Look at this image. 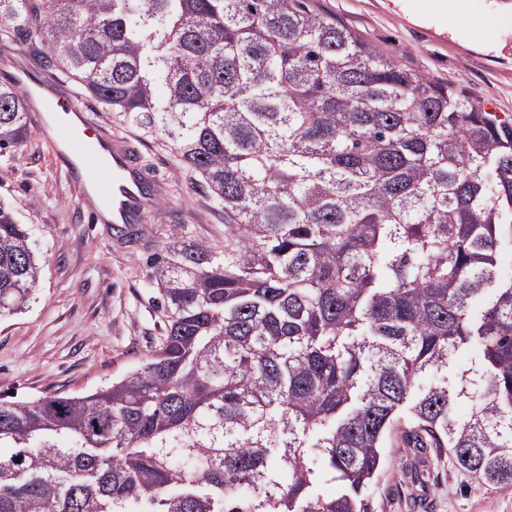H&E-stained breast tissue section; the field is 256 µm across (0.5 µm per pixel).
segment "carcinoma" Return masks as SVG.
Listing matches in <instances>:
<instances>
[{"label": "carcinoma", "instance_id": "cac0c4a2", "mask_svg": "<svg viewBox=\"0 0 512 512\" xmlns=\"http://www.w3.org/2000/svg\"><path fill=\"white\" fill-rule=\"evenodd\" d=\"M19 31L167 143L224 246L173 226L138 369L0 404V512H368L391 437L512 487L511 117L300 0H0ZM28 107L0 85V151ZM39 274L0 205L1 317Z\"/></svg>", "mask_w": 512, "mask_h": 512}]
</instances>
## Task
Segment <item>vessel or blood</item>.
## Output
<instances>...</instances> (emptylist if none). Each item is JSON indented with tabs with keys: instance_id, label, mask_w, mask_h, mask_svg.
Instances as JSON below:
<instances>
[{
	"instance_id": "1",
	"label": "vessel or blood",
	"mask_w": 512,
	"mask_h": 512,
	"mask_svg": "<svg viewBox=\"0 0 512 512\" xmlns=\"http://www.w3.org/2000/svg\"><path fill=\"white\" fill-rule=\"evenodd\" d=\"M13 80L32 99L33 123L54 157L65 166L80 160L75 182L80 198L95 195L99 207L111 212L113 223L142 222L155 204L150 192L154 178L132 163L126 142L112 136L75 93L57 95L53 82H35L23 69Z\"/></svg>"
}]
</instances>
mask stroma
I'll return each mask as SVG.
<instances>
[{
	"label": "stroma",
	"mask_w": 512,
	"mask_h": 512,
	"mask_svg": "<svg viewBox=\"0 0 512 512\" xmlns=\"http://www.w3.org/2000/svg\"><path fill=\"white\" fill-rule=\"evenodd\" d=\"M385 56L463 87L485 110L512 115V0H467L444 19L440 0H305ZM161 185L140 224L92 222L45 137L0 154V203L28 225L41 273L22 312L0 318V401L89 391L137 369L165 334L149 260L173 226L220 245L224 211L171 154L117 113L100 111ZM387 464L365 493L370 512H512V488L479 484L447 457L386 443Z\"/></svg>",
	"instance_id": "35a3bbf8"
}]
</instances>
